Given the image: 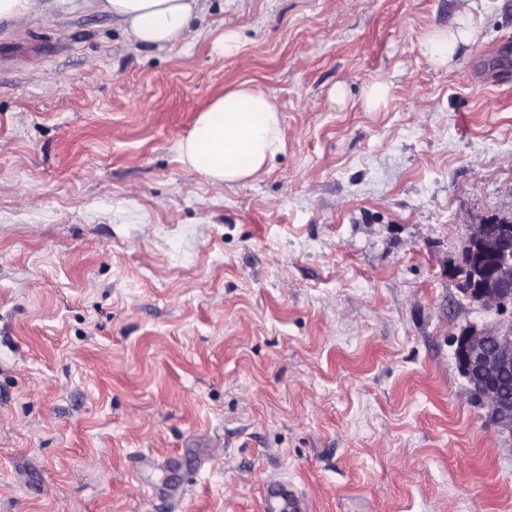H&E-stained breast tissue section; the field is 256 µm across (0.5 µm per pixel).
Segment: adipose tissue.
Here are the masks:
<instances>
[{"label":"adipose tissue","mask_w":512,"mask_h":512,"mask_svg":"<svg viewBox=\"0 0 512 512\" xmlns=\"http://www.w3.org/2000/svg\"><path fill=\"white\" fill-rule=\"evenodd\" d=\"M107 13L136 44L165 48L184 42L198 18L199 0H82ZM284 142L281 110L273 96L248 84L214 98L179 143L192 171L215 183H236L264 169Z\"/></svg>","instance_id":"obj_1"}]
</instances>
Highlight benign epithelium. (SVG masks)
<instances>
[{"instance_id": "obj_1", "label": "benign epithelium", "mask_w": 512, "mask_h": 512, "mask_svg": "<svg viewBox=\"0 0 512 512\" xmlns=\"http://www.w3.org/2000/svg\"><path fill=\"white\" fill-rule=\"evenodd\" d=\"M463 293L473 302L505 312L512 307V219L498 217L469 225L460 254ZM459 369L487 423L512 439V323L469 329L456 338Z\"/></svg>"}]
</instances>
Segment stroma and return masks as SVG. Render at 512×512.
<instances>
[{
	"label": "stroma",
	"instance_id": "stroma-1",
	"mask_svg": "<svg viewBox=\"0 0 512 512\" xmlns=\"http://www.w3.org/2000/svg\"><path fill=\"white\" fill-rule=\"evenodd\" d=\"M201 7L164 49L79 0L0 23V512H265L278 478L309 512H512L455 357L512 322L455 271L512 217V0ZM243 83L285 144L213 184L177 145Z\"/></svg>",
	"mask_w": 512,
	"mask_h": 512
}]
</instances>
